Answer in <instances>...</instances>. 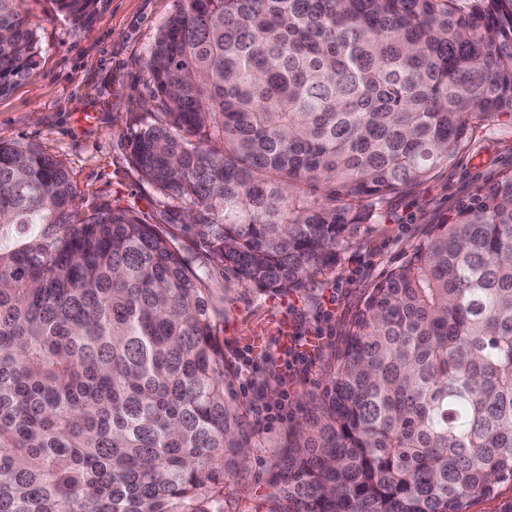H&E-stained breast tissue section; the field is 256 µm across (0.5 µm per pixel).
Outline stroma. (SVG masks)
Segmentation results:
<instances>
[{
	"instance_id": "35a3bbf8",
	"label": "stroma",
	"mask_w": 512,
	"mask_h": 512,
	"mask_svg": "<svg viewBox=\"0 0 512 512\" xmlns=\"http://www.w3.org/2000/svg\"><path fill=\"white\" fill-rule=\"evenodd\" d=\"M180 5L181 0H96L94 12L76 27L55 0H17L40 54L35 76L0 97V142L34 145L56 156L83 211L103 205L131 211L173 238L193 269L209 280L220 310L215 333L224 347V366L233 384L250 382V393L238 399L256 427L247 461L224 480V509L269 512L276 449L324 389L365 299L431 225L455 213L477 187L512 171V125L478 123L466 147L429 181L366 204V217L340 249L332 275L284 295L262 291L238 282L184 229L182 218L130 155L131 138L157 106L145 63ZM280 315L287 317L293 335L321 337L313 362L285 359L273 331L262 352L249 351V336ZM283 398L287 422L270 426L256 415L255 404Z\"/></svg>"
}]
</instances>
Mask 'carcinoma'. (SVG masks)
Listing matches in <instances>:
<instances>
[{"mask_svg": "<svg viewBox=\"0 0 512 512\" xmlns=\"http://www.w3.org/2000/svg\"><path fill=\"white\" fill-rule=\"evenodd\" d=\"M0 0V96L35 32ZM96 0H57L75 25ZM144 177L238 281L336 270L380 201L473 123H512V0H184L146 63ZM210 284L173 240L82 213L64 164L0 143V512H224L251 447ZM512 479V171L368 295L270 512H467Z\"/></svg>", "mask_w": 512, "mask_h": 512, "instance_id": "cac0c4a2", "label": "carcinoma"}]
</instances>
